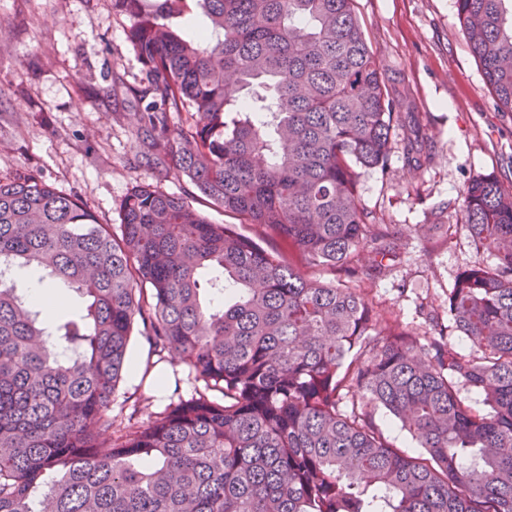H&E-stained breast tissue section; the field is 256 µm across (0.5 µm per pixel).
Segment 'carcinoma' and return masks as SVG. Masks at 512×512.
<instances>
[{
    "instance_id": "1",
    "label": "carcinoma",
    "mask_w": 512,
    "mask_h": 512,
    "mask_svg": "<svg viewBox=\"0 0 512 512\" xmlns=\"http://www.w3.org/2000/svg\"><path fill=\"white\" fill-rule=\"evenodd\" d=\"M353 2L112 0L158 163L277 246L151 184L125 196L116 235L31 174L0 179V512H512V190L490 173L462 193L475 249L496 258L448 290L469 354L375 308L362 282L399 231L370 221L359 170L387 164L408 91L376 64ZM194 7L209 24L189 37ZM455 7L512 112V0ZM183 112L189 127L170 125ZM406 140L419 169L420 128ZM21 269L72 289L79 314L35 304L5 277ZM138 319L193 389L143 425L112 413ZM377 406L424 452L391 447Z\"/></svg>"
}]
</instances>
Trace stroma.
<instances>
[{
    "label": "stroma",
    "instance_id": "stroma-1",
    "mask_svg": "<svg viewBox=\"0 0 512 512\" xmlns=\"http://www.w3.org/2000/svg\"><path fill=\"white\" fill-rule=\"evenodd\" d=\"M365 39L383 73L410 88L385 170L362 171L358 194L376 223L403 232L400 257L366 279L378 310L419 336L429 318L447 320L456 275L477 260L465 228L462 192L482 174L512 188V114L499 111L460 28L454 0H355ZM130 20L112 0H0V178L32 173L75 195L99 223L119 226L133 186L183 195L172 166H157L140 131V65L127 43ZM428 135L421 169L404 158L406 126ZM164 386H157V376ZM184 365L120 382L117 403L137 406L139 422L162 411Z\"/></svg>",
    "mask_w": 512,
    "mask_h": 512
}]
</instances>
